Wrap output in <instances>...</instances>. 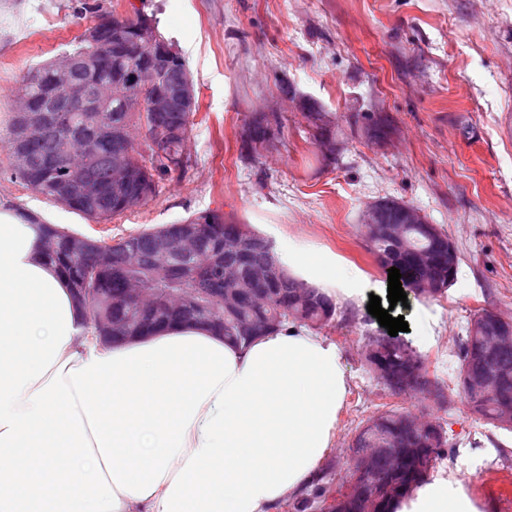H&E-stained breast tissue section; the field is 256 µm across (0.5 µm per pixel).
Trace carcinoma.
<instances>
[{
	"instance_id": "obj_1",
	"label": "carcinoma",
	"mask_w": 512,
	"mask_h": 512,
	"mask_svg": "<svg viewBox=\"0 0 512 512\" xmlns=\"http://www.w3.org/2000/svg\"><path fill=\"white\" fill-rule=\"evenodd\" d=\"M105 57L106 65L92 70L83 66L84 60L93 56ZM64 56L77 61V67L65 71L59 67V59L47 61L34 68L40 74V80L31 81L24 75L15 88L16 101L26 100L39 107L46 96L54 94L57 100L65 98L66 86L71 78L80 79L90 85L119 81L126 70L136 60L125 56L121 50L106 47L85 31L75 48ZM151 91L148 84L134 90L126 99H113L108 112H74L71 125L48 126L43 135L30 142L26 158L17 160L11 151L12 144L22 136L20 113L12 114L10 129L0 141V150L6 153V172L24 187L41 195L46 200L73 210L98 223L107 222L125 212L134 211L146 205L157 192L161 177L176 169H182L188 162L185 146L191 127V112L173 110L164 112L155 118L149 112L138 110L140 95ZM121 127L128 130L129 142L111 137V129ZM274 133L269 125L255 119L242 141V150L252 152L256 145L273 139ZM95 139L100 144L99 153L89 160L85 153V142ZM164 144L165 158L153 154L152 144ZM118 164L129 173L125 185L118 191H112L108 199L86 196L80 185L86 182H105L112 176V170ZM65 177L79 184V187L66 199L58 197L57 181ZM22 216L31 223L37 237L44 243L45 256L57 265L70 284L75 288L88 289V306L85 309L84 324L97 334L110 315L124 313L137 314L138 305L129 302L125 289L134 285L151 291L164 292L170 288H187L196 293L204 303L200 313L194 319L200 322L219 321L214 328L217 333L239 343L250 338L238 334L237 324L252 322L256 334L272 330L270 324L279 329L290 324H301L312 329L328 325L333 319L336 307L327 298L309 289L311 295L305 296L301 289L306 284L286 274V269L278 253L255 255L253 259L263 260L273 269L284 273L276 274L261 283H250V262L239 267V282L232 284L220 276L217 268L224 261L222 239L230 234L247 235L253 232L246 224L226 222L220 214H210L197 218L184 219V224L202 226V245L213 252L215 261L210 266L199 265L192 256H183L178 260L174 272H166L160 267H145L129 275L122 271L125 253L129 249H138L144 253L151 248L152 241L159 234H173L177 223L164 224L156 229L130 235L112 245V265L100 264L94 255L84 257L72 251L73 236L61 228L37 219L33 214L21 211ZM381 262L386 267L400 269L402 287H408L404 274L411 271L417 260L425 253L433 252V241L426 233L424 224H407L401 235V242L393 245L383 238L373 245ZM435 277L424 282L417 281V295L428 299L443 296L456 279L457 272L448 271L447 263L434 261ZM236 288L237 302L232 306H221V300L229 288ZM488 311L483 309L467 322L465 336L458 345L457 367L451 383L447 384L438 377L426 378L425 386L408 393L401 389H392L390 394L399 397L432 395L438 399L449 395L462 399L478 418L490 424L499 417V409L494 398L477 391L469 384L472 371L481 364L477 353L483 349L485 339L474 333V326L484 321ZM413 350L405 344L388 340L384 344L382 358L391 369L402 368ZM426 426L412 428L401 419L400 409H387L356 427L353 434L358 448H381L390 440L406 436L407 461L403 470L396 475L384 474L380 477L382 486L374 512H393L395 503L408 498L430 477L435 463L450 451L448 436L436 439V434L445 432L440 417L434 412H426ZM331 491L329 486H320L311 494L293 505L295 512H310L320 507Z\"/></svg>"
}]
</instances>
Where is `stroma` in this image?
<instances>
[{"label": "stroma", "instance_id": "35a3bbf8", "mask_svg": "<svg viewBox=\"0 0 512 512\" xmlns=\"http://www.w3.org/2000/svg\"><path fill=\"white\" fill-rule=\"evenodd\" d=\"M99 13H141L183 58L197 107L188 165L162 176L147 205L97 223L22 187L0 170V204L84 236L119 240L218 213L268 236L330 250L371 283L388 279L358 231L375 199L413 205L457 247L446 296L408 294L396 305L397 338L447 378L478 310L512 315V0H97ZM98 13V14H99ZM96 16V15H95ZM95 16L79 0H0V133L17 82L77 44ZM335 137L336 161L318 156L317 126ZM277 122L273 145L251 154L242 139L255 116ZM389 118L390 132L368 131ZM430 324L431 338L422 326ZM366 302H337L320 331L350 375L320 483L346 479L343 450L356 426L384 408L420 410L391 395L364 350L386 335ZM439 416L453 450L435 475L462 479L482 512H512V433L478 420L462 401Z\"/></svg>", "mask_w": 512, "mask_h": 512}]
</instances>
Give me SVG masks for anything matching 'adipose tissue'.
I'll return each instance as SVG.
<instances>
[{"instance_id": "obj_1", "label": "adipose tissue", "mask_w": 512, "mask_h": 512, "mask_svg": "<svg viewBox=\"0 0 512 512\" xmlns=\"http://www.w3.org/2000/svg\"><path fill=\"white\" fill-rule=\"evenodd\" d=\"M290 276L362 298L364 273L289 242ZM0 208V512H277L314 480L349 389L336 345L291 325L234 344L180 320L107 345ZM400 512H479L431 478Z\"/></svg>"}]
</instances>
